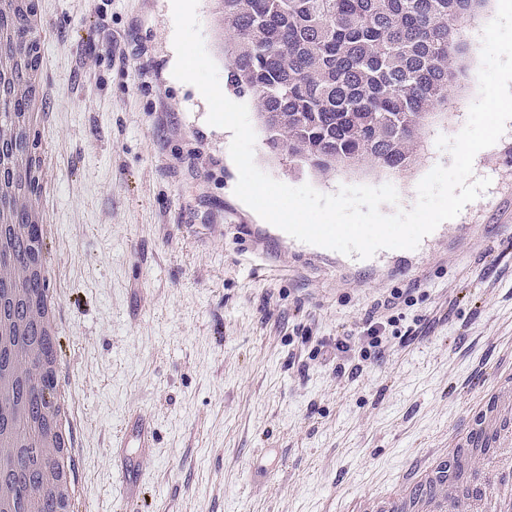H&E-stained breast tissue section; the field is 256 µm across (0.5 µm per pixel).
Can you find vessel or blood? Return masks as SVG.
Listing matches in <instances>:
<instances>
[{"label": "vessel or blood", "mask_w": 512, "mask_h": 512, "mask_svg": "<svg viewBox=\"0 0 512 512\" xmlns=\"http://www.w3.org/2000/svg\"><path fill=\"white\" fill-rule=\"evenodd\" d=\"M155 431L149 422L137 415H129L123 429L110 442L113 454L117 458L116 478L128 505H135L139 493L147 481L141 459L154 448Z\"/></svg>", "instance_id": "b4317fda"}]
</instances>
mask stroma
<instances>
[{"mask_svg":"<svg viewBox=\"0 0 512 512\" xmlns=\"http://www.w3.org/2000/svg\"><path fill=\"white\" fill-rule=\"evenodd\" d=\"M40 5L47 105L33 139L75 507L127 512L109 442L132 413L156 430L141 512H348L450 447L483 386L512 370V121L474 159L491 180L476 201L419 250L361 264L295 245L235 196L231 133L169 76L168 0ZM497 7L484 0L463 30L462 75L407 171L317 178L260 140L256 165L326 194L390 183L411 208L451 163L436 140L466 124ZM371 318L386 325L375 353Z\"/></svg>","mask_w":512,"mask_h":512,"instance_id":"obj_1","label":"stroma"}]
</instances>
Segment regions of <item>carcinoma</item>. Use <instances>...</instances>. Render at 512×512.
Wrapping results in <instances>:
<instances>
[{
	"mask_svg": "<svg viewBox=\"0 0 512 512\" xmlns=\"http://www.w3.org/2000/svg\"><path fill=\"white\" fill-rule=\"evenodd\" d=\"M221 2L229 86L254 101L269 149L326 175L413 164L484 0Z\"/></svg>",
	"mask_w": 512,
	"mask_h": 512,
	"instance_id": "1",
	"label": "carcinoma"
}]
</instances>
